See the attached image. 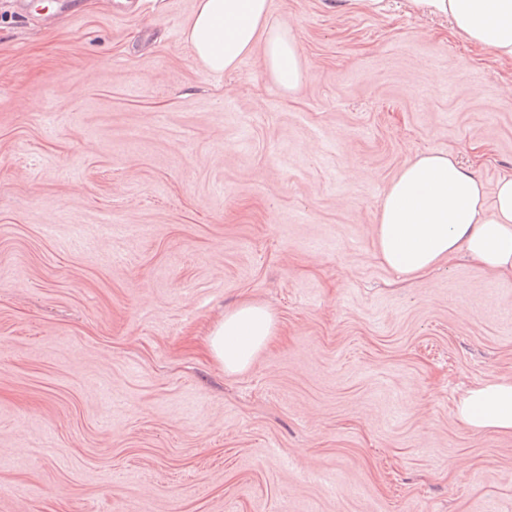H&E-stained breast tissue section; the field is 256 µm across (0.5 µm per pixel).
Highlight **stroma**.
Here are the masks:
<instances>
[{"label":"stroma","instance_id":"stroma-1","mask_svg":"<svg viewBox=\"0 0 512 512\" xmlns=\"http://www.w3.org/2000/svg\"><path fill=\"white\" fill-rule=\"evenodd\" d=\"M197 0H0V512H512V435L466 390L512 378V279L377 254L404 166L512 176V62L406 0H269L209 72ZM267 306L225 372L208 332ZM263 32L268 70L287 92L303 84L306 71L290 27L268 23L267 0H198L187 37L211 72L233 68ZM276 333L273 313L263 305L246 302L224 312V319L208 335L209 350L224 371L241 372Z\"/></svg>","mask_w":512,"mask_h":512}]
</instances>
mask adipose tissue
<instances>
[{"label": "adipose tissue", "mask_w": 512, "mask_h": 512, "mask_svg": "<svg viewBox=\"0 0 512 512\" xmlns=\"http://www.w3.org/2000/svg\"><path fill=\"white\" fill-rule=\"evenodd\" d=\"M408 7L419 15L449 18L469 43L512 60V0H408ZM187 37L208 71L235 67L259 41L282 90L294 91L306 78L289 27L269 23L267 0H198ZM376 245L382 261L408 277L461 253L498 276L512 277V177L499 180L489 195L452 154H421L383 195ZM276 333L273 313L246 302L225 312L209 334V350L225 371L241 372ZM457 417L476 431L512 434V379L468 390Z\"/></svg>", "instance_id": "1"}]
</instances>
